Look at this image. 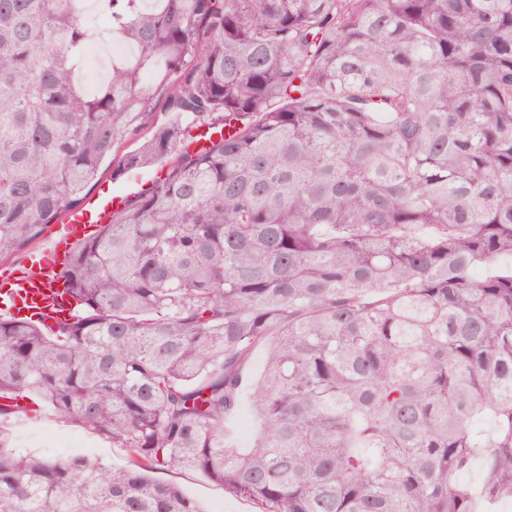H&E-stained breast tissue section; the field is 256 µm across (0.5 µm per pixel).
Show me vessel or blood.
Masks as SVG:
<instances>
[{"label":"vessel or blood","mask_w":512,"mask_h":512,"mask_svg":"<svg viewBox=\"0 0 512 512\" xmlns=\"http://www.w3.org/2000/svg\"><path fill=\"white\" fill-rule=\"evenodd\" d=\"M121 202V196L113 195L97 200L92 207L72 212L65 224L58 227L59 242L30 256L24 269L12 270L7 275V287L0 290V314L14 316L37 307L48 315L58 308L61 299L52 283L56 266L67 259L71 243L83 235L86 225L103 223Z\"/></svg>","instance_id":"vessel-or-blood-1"}]
</instances>
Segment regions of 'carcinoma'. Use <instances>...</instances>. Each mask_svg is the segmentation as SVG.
I'll list each match as a JSON object with an SVG mask.
<instances>
[{"instance_id": "1", "label": "carcinoma", "mask_w": 512, "mask_h": 512, "mask_svg": "<svg viewBox=\"0 0 512 512\" xmlns=\"http://www.w3.org/2000/svg\"><path fill=\"white\" fill-rule=\"evenodd\" d=\"M82 2L0 0V260L104 171L157 173L59 271L68 317L0 316V414L35 395L128 463L0 434V512H201L156 471L260 512L512 500V267L474 275L512 256V0ZM266 360V348H256L249 360L245 371V379L242 386V394L238 411L227 423L228 439L241 452H246L252 444L254 435L258 428V420L253 412L251 404V385L261 375ZM247 423L249 430L247 434L242 433V425Z\"/></svg>"}]
</instances>
